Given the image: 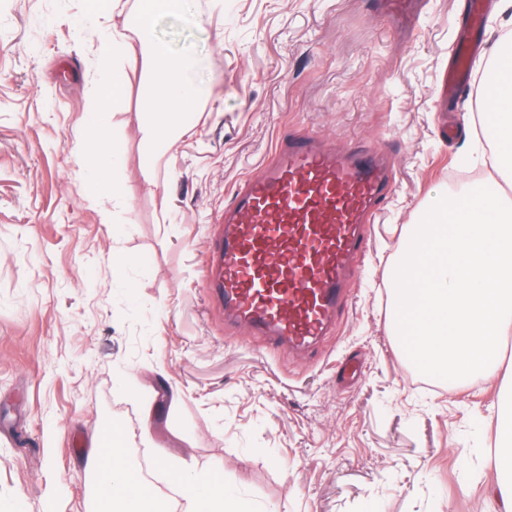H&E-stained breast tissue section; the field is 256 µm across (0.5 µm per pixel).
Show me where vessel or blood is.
Wrapping results in <instances>:
<instances>
[{
  "mask_svg": "<svg viewBox=\"0 0 512 512\" xmlns=\"http://www.w3.org/2000/svg\"><path fill=\"white\" fill-rule=\"evenodd\" d=\"M381 7L408 22L417 0ZM472 58L459 54L449 97L469 86ZM394 186L384 149L336 150L318 134L283 131L272 159L239 186L207 239L204 279L225 324L312 354L347 304L353 263L369 255Z\"/></svg>",
  "mask_w": 512,
  "mask_h": 512,
  "instance_id": "obj_1",
  "label": "vessel or blood"
}]
</instances>
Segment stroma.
I'll return each mask as SVG.
<instances>
[{
    "instance_id": "obj_1",
    "label": "stroma",
    "mask_w": 512,
    "mask_h": 512,
    "mask_svg": "<svg viewBox=\"0 0 512 512\" xmlns=\"http://www.w3.org/2000/svg\"><path fill=\"white\" fill-rule=\"evenodd\" d=\"M465 2L423 0L412 27L378 0H194V17L155 19L202 97L146 179L152 70L130 54L107 131L134 190L119 205L86 197L77 157L110 63L76 38L86 0H0V512H93L83 460L113 423L168 500L178 462L258 512H501L490 452L512 400V335L498 377L424 380L388 315L407 226L451 192L449 174L485 169L486 142L464 138L481 99H436ZM509 36L493 9L473 78ZM290 128L388 149L395 171L350 302L305 363L226 330L203 286L217 215Z\"/></svg>"
}]
</instances>
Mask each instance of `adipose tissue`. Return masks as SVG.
I'll use <instances>...</instances> for the list:
<instances>
[{"label":"adipose tissue","instance_id":"1","mask_svg":"<svg viewBox=\"0 0 512 512\" xmlns=\"http://www.w3.org/2000/svg\"><path fill=\"white\" fill-rule=\"evenodd\" d=\"M123 9V0H92L79 25L80 34L107 49L114 63L100 72L93 85V105L83 119L85 138L78 157L87 173V194L125 204L132 199V191L110 177L120 160L122 146L105 137L113 108L126 96L129 78L124 59L131 50H140L155 76L154 106L141 114L147 145L145 172H152L156 162L189 131L200 90L188 79L193 67L189 56L175 53L164 42L144 35L146 25L155 18L186 14L190 0H139L136 13L123 28L109 25L111 14ZM492 64L498 71L500 87L485 99L487 109L481 115V131L493 144L494 161L501 167L512 165V45L500 46L492 56ZM85 465L97 479L95 512H163L157 492L134 481L123 447H113L107 453L94 451ZM169 476L182 492L184 512H253L250 503L232 487L214 488V474L178 468L170 470Z\"/></svg>","mask_w":512,"mask_h":512}]
</instances>
